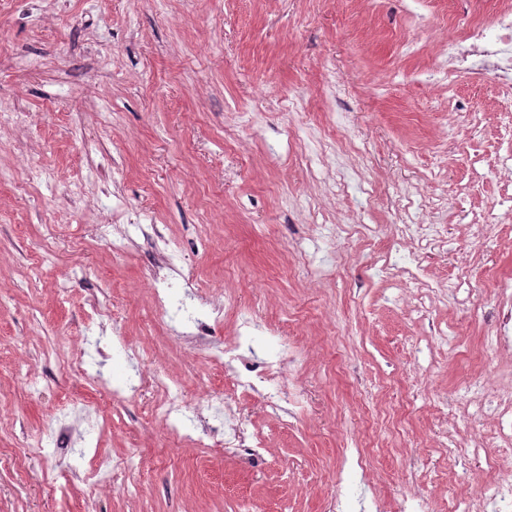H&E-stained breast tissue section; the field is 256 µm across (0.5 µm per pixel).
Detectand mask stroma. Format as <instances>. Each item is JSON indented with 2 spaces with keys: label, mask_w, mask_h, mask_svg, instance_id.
Listing matches in <instances>:
<instances>
[{
  "label": "stroma",
  "mask_w": 512,
  "mask_h": 512,
  "mask_svg": "<svg viewBox=\"0 0 512 512\" xmlns=\"http://www.w3.org/2000/svg\"><path fill=\"white\" fill-rule=\"evenodd\" d=\"M26 7L0 6L10 29L0 101L29 115L0 128V512H332L340 488L352 512L374 497L397 512L417 487L441 510L473 497L486 474L438 479L450 462L435 433L444 424L464 434L460 418L444 419V402L465 403L469 381H495L484 340L491 284L512 277V212L499 216L497 245H476L471 214L497 187L484 182L464 200L456 190L472 177L471 138L484 154L499 148L512 90L466 76L437 84L429 73L447 36L489 14L492 0H36L39 27L19 21ZM458 107L482 113L478 135ZM329 122L358 152L340 157L311 139ZM35 164L48 182H14ZM409 192L406 220L444 225L448 237L424 261L438 293L421 323L414 284L382 280L374 263L401 258L395 203ZM143 225L179 247L201 307L233 288L262 318L300 317L290 337L308 352L300 382L313 411L286 425L259 398L233 406L265 439L261 467L170 447L144 396L112 398L136 371L112 345L114 320L186 400L226 387L156 310L151 284L167 270ZM116 233L131 237L121 255ZM462 280L476 290L466 310L449 289ZM95 304L100 326L87 321ZM341 355L354 378L337 372ZM80 360L105 384L76 378ZM27 372L49 377L41 394L24 384ZM61 415L74 453L23 455ZM369 443L365 485L342 461ZM98 453L132 457L125 487L89 479Z\"/></svg>",
  "instance_id": "35a3bbf8"
}]
</instances>
